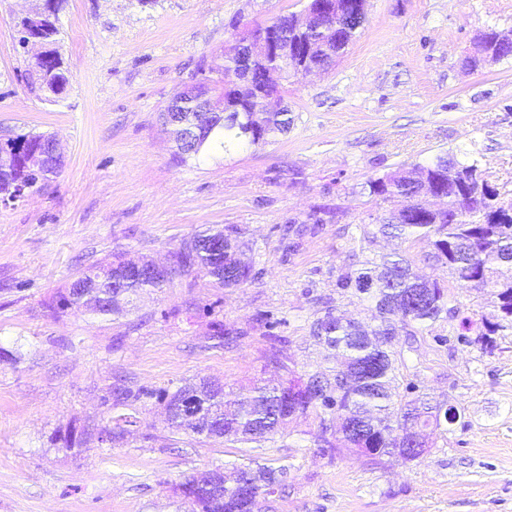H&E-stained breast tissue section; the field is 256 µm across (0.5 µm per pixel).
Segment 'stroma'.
<instances>
[{"label": "stroma", "instance_id": "1", "mask_svg": "<svg viewBox=\"0 0 512 512\" xmlns=\"http://www.w3.org/2000/svg\"><path fill=\"white\" fill-rule=\"evenodd\" d=\"M43 0H0V136L51 132L59 175L0 203V512H175L174 487L201 469L249 455L288 466L273 512H512V330L494 346L457 338L448 318L408 338L399 379L460 419L418 460L381 466L330 454L315 418L264 447L174 434L163 407L112 404L110 391L176 390L206 377L245 389L271 377L279 347L299 374L321 349L311 322L370 302L336 286L356 263L360 229L382 213L365 184L406 164L479 152L488 181L512 200V58L471 70L463 60L488 28L512 35V0H368L354 44L328 71L282 82L294 118L275 143L180 163L159 114L202 56L224 47L231 22L297 13L306 0H64L58 50L71 73L50 102L18 43L21 20ZM209 225L253 245L255 279L219 288L198 272L175 276L118 319L63 311L56 297L90 267L169 260ZM428 279L449 274L426 241L377 240ZM473 333L496 321L490 288L452 289ZM278 318L267 336L263 315ZM229 341H209L212 322ZM135 417L123 443L103 429ZM75 434V449L63 439Z\"/></svg>", "mask_w": 512, "mask_h": 512}]
</instances>
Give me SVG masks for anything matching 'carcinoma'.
Here are the masks:
<instances>
[{"label": "carcinoma", "mask_w": 512, "mask_h": 512, "mask_svg": "<svg viewBox=\"0 0 512 512\" xmlns=\"http://www.w3.org/2000/svg\"><path fill=\"white\" fill-rule=\"evenodd\" d=\"M307 8L319 14L320 22L303 28L297 14L268 19L279 39L296 47L290 60L265 56L254 62L252 79L224 86V78L237 68L232 48L203 59L197 67L201 84L215 96L242 109L240 123H197L192 105L179 106L181 123L172 126L174 143L184 140L191 125H198L202 147L180 158L186 163L236 149L262 146L288 132L293 117L273 109L269 97L277 85L267 78L279 68L285 75L311 65L329 67L354 42L366 21L367 0H310ZM59 28L49 24L43 41L51 48L35 60L40 89L47 99L57 101L70 84L57 43ZM478 61L512 58V38L491 28L476 46ZM54 134L19 133L0 139V184L10 191L0 194L7 203L22 198L33 187L31 172L40 170V182L59 175L61 167L41 164ZM481 168L478 159L461 162L440 154L426 164L399 167L368 181L369 195L388 205L398 198L410 200L401 209H386L373 228H361V241L369 245L378 236L427 241L430 257L448 269L458 287L490 286L500 300L498 321L485 325L475 343L486 350L487 337L512 329V202L500 200L498 189L485 183L468 185L452 172L468 173ZM243 244L212 225L194 234L172 252L167 274L143 276L135 266L118 260L88 269L59 292L57 307L75 312L89 311L102 317H120L131 297L143 292H161L175 273L199 271L222 288H236L252 278L253 266L242 261ZM336 287L353 296L366 295L372 302V323L364 324L335 315L328 310L310 325V336L340 357L339 367L319 371L305 378L296 375L287 357L278 349L270 350L269 363L285 373L278 383L255 381L250 394L242 397L226 385L202 379L174 391L144 390L133 395L128 390H111L113 405L126 406L129 400L145 395L156 397L169 413L168 427L176 433H192L207 439L237 444H261L276 435L283 425L310 415L319 419L320 441L333 453L349 451L362 455L374 465L397 456L405 448H430L432 436L448 422V409L432 405L415 394L417 385L409 382V399H397L398 367L395 349V320L403 324L431 326L448 314L460 310L448 306V286L437 280L425 281L415 275L411 261L400 254L380 259L367 258L361 266L348 268L338 277ZM193 400L205 408V414L191 420L181 417L174 406ZM132 416L119 415L104 429L109 441L116 443L133 425ZM211 478L188 476L174 490L187 506V512H255L258 499L281 495L288 485V467L256 469L249 465L226 474L215 468Z\"/></svg>", "instance_id": "1"}]
</instances>
